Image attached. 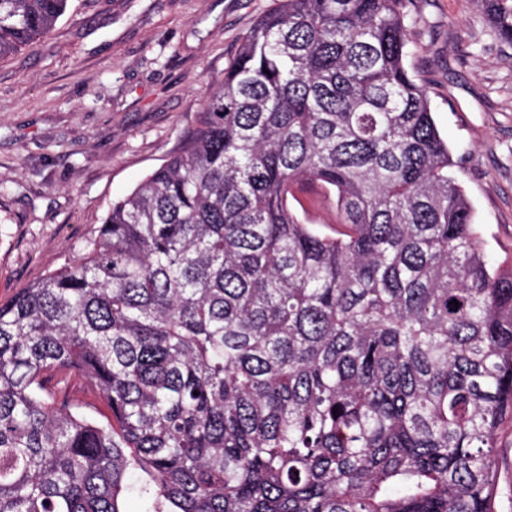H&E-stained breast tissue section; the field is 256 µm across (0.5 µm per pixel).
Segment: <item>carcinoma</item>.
<instances>
[{
    "label": "carcinoma",
    "instance_id": "carcinoma-1",
    "mask_svg": "<svg viewBox=\"0 0 512 512\" xmlns=\"http://www.w3.org/2000/svg\"><path fill=\"white\" fill-rule=\"evenodd\" d=\"M279 2L180 151L0 304V512H494L512 270L406 66L412 0ZM481 2L512 45V0ZM67 5L0 0V58ZM298 204L292 201L294 210L304 224H313V228L321 234L336 236V231L341 229L338 224V214L333 197L322 195L316 202L304 199L297 191ZM69 387L71 403L73 405L93 413L101 420H104V416L109 414L107 403L100 396L92 392L86 383L74 380L69 383Z\"/></svg>",
    "mask_w": 512,
    "mask_h": 512
}]
</instances>
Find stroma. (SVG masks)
Listing matches in <instances>:
<instances>
[{
    "label": "stroma",
    "mask_w": 512,
    "mask_h": 512,
    "mask_svg": "<svg viewBox=\"0 0 512 512\" xmlns=\"http://www.w3.org/2000/svg\"><path fill=\"white\" fill-rule=\"evenodd\" d=\"M277 0H69L0 59V303L78 257L112 201L178 150L241 37ZM407 64L428 88L493 268L512 267V46L479 0H414ZM512 512V429L495 454Z\"/></svg>",
    "instance_id": "obj_1"
}]
</instances>
